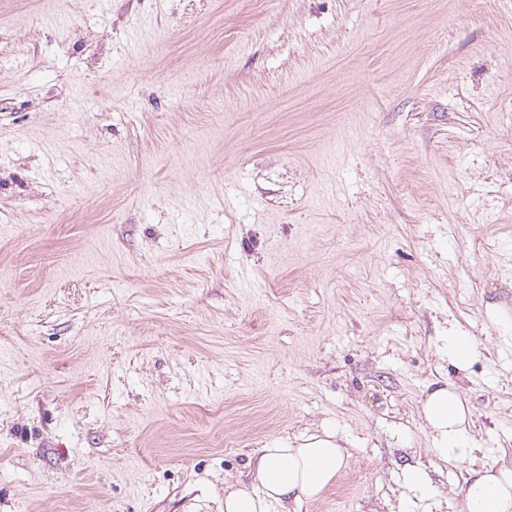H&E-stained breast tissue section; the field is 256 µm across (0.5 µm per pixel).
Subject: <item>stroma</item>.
<instances>
[{
  "label": "stroma",
  "mask_w": 512,
  "mask_h": 512,
  "mask_svg": "<svg viewBox=\"0 0 512 512\" xmlns=\"http://www.w3.org/2000/svg\"><path fill=\"white\" fill-rule=\"evenodd\" d=\"M512 0H0V512H460L512 465ZM461 327L479 355L443 356ZM473 407L441 463L430 383ZM468 400L451 381L432 382L421 403V416L439 460L456 467L470 460L473 417ZM338 430L262 448L249 461L247 481L224 487V512H295L335 482L351 456ZM404 486L412 496H403L399 504L398 512H413L415 505L412 497L424 501L435 495V486L430 472L421 464L410 465L403 472Z\"/></svg>",
  "instance_id": "1"
}]
</instances>
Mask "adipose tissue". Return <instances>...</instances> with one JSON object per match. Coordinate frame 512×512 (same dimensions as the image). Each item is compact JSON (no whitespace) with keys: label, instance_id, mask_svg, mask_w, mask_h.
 I'll return each mask as SVG.
<instances>
[{"label":"adipose tissue","instance_id":"obj_1","mask_svg":"<svg viewBox=\"0 0 512 512\" xmlns=\"http://www.w3.org/2000/svg\"><path fill=\"white\" fill-rule=\"evenodd\" d=\"M421 416L439 460L455 467L472 458V410L454 382L428 386ZM349 456L346 437L332 429L260 449L246 481L225 488L224 512H293L334 483ZM460 500L461 512H512V468L493 463L472 471Z\"/></svg>","mask_w":512,"mask_h":512}]
</instances>
